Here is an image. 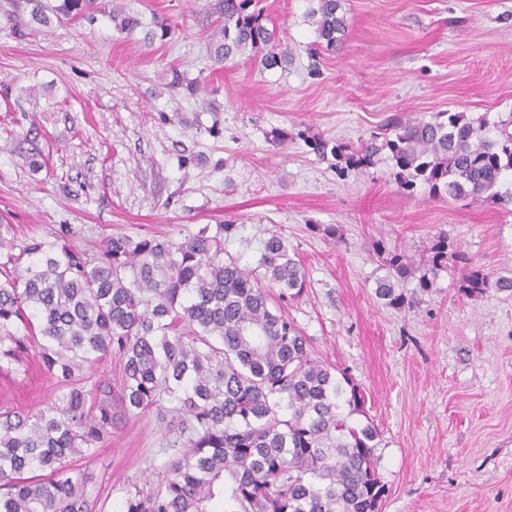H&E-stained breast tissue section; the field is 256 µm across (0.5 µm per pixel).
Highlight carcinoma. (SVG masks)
<instances>
[{"instance_id": "cac0c4a2", "label": "carcinoma", "mask_w": 512, "mask_h": 512, "mask_svg": "<svg viewBox=\"0 0 512 512\" xmlns=\"http://www.w3.org/2000/svg\"><path fill=\"white\" fill-rule=\"evenodd\" d=\"M253 0H219L224 23L211 58L222 65L249 49L265 67L288 62V48L250 9ZM12 32L74 21L92 0H13ZM29 6L30 20L22 18ZM309 15L326 48L347 31L341 0H317ZM115 29L143 24L115 7ZM313 149L348 166L390 153L403 189L422 182L432 196L480 198L512 176V131L501 121L442 112L433 121L390 119L360 147L317 137ZM221 224L180 241L116 234L89 252L71 227L17 239L0 224V376L26 369L30 351L54 381L35 413L0 410V512H100L78 469L119 423L156 407L171 440L156 487L126 488L120 512H379L387 493L375 465L377 431L359 426L364 396L346 372L315 357L310 339L281 309L307 289L288 239L273 230L254 267L224 251ZM432 264L448 258L437 237ZM388 275L378 298L412 306L399 290L415 275L405 253L379 248ZM469 295L511 291L512 278L481 268ZM119 362L112 384L96 377L106 357Z\"/></svg>"}]
</instances>
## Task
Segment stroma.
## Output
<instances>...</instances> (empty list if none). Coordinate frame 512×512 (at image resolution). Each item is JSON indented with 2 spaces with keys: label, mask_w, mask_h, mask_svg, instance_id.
<instances>
[{
  "label": "stroma",
  "mask_w": 512,
  "mask_h": 512,
  "mask_svg": "<svg viewBox=\"0 0 512 512\" xmlns=\"http://www.w3.org/2000/svg\"><path fill=\"white\" fill-rule=\"evenodd\" d=\"M218 3L95 0L94 21L22 39L0 0V223L20 238L68 225L90 250L115 233L178 241L231 224L224 247L248 266L279 230L309 282L284 309L347 369L365 397L353 420L377 430L380 512H512V294L463 290L478 266L512 277V203L406 191L389 152L349 168L307 143L356 146L402 114L512 119V0H342L347 34L331 50L312 0H259L288 45L283 69L248 52L213 64ZM115 4L144 26L118 33ZM155 15L174 34L152 36ZM175 69L199 91L171 89ZM442 233L465 261L440 267L416 307L385 306L377 244L423 265ZM53 388L34 360L0 380V404L34 412ZM166 436L153 409L113 429L86 467L104 512L151 475Z\"/></svg>",
  "instance_id": "35a3bbf8"
}]
</instances>
